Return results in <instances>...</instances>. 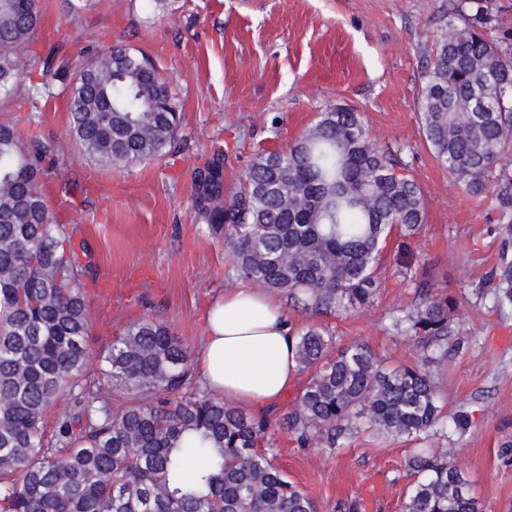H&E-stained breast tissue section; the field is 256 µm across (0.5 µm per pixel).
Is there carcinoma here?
Returning a JSON list of instances; mask_svg holds the SVG:
<instances>
[{
  "mask_svg": "<svg viewBox=\"0 0 512 512\" xmlns=\"http://www.w3.org/2000/svg\"><path fill=\"white\" fill-rule=\"evenodd\" d=\"M468 10L448 22L453 37L437 38L418 112L436 160L468 195L491 194L512 240V42L494 35L485 0ZM43 16L41 0H0V95L49 100L59 84L83 157L115 171L162 157L181 113L150 56L120 44L75 54L40 46ZM29 54L40 70H24ZM55 155L52 143L0 123V512H318L274 464L270 429L334 451L362 432L411 441L438 425L428 365L460 349L458 302L436 292L426 263L393 321L414 340L416 363L391 365L358 341L337 350L326 327L296 330L299 370L311 376L275 419L196 385L188 343L160 319L117 333L90 371L91 254L48 204ZM225 157L219 148L192 170L197 219L224 240L237 279L293 309L366 306L391 236L411 240L426 223L419 185L351 108L328 107L284 149L256 155L229 195ZM488 283L494 307H512L508 250ZM114 395L124 405L112 406ZM62 401L49 433L45 418ZM407 466L416 482L402 512H482L443 449L416 448Z\"/></svg>",
  "mask_w": 512,
  "mask_h": 512,
  "instance_id": "carcinoma-1",
  "label": "carcinoma"
}]
</instances>
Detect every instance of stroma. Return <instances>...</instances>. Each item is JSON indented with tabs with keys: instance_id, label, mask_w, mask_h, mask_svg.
Here are the masks:
<instances>
[{
	"instance_id": "stroma-1",
	"label": "stroma",
	"mask_w": 512,
	"mask_h": 512,
	"mask_svg": "<svg viewBox=\"0 0 512 512\" xmlns=\"http://www.w3.org/2000/svg\"><path fill=\"white\" fill-rule=\"evenodd\" d=\"M43 3L42 37L74 50L120 42L147 52L183 113L179 147L118 172L81 157L65 97L19 110L0 105V123L55 144L51 205L60 204L61 182L74 185L69 216L92 248L96 278L88 288L91 352L149 317L198 349L212 300L236 282L223 240L194 214L192 169L215 146L227 147L224 185L233 188L256 154L280 149L327 107H352L424 194L427 222L412 243L414 265L430 262L437 290L460 303L461 349L430 369L446 422L425 444L447 449L462 466L484 512H512V311L472 293L499 262L500 214L494 200L470 197L437 162L417 110L436 37L461 0H176L164 15L148 0H100L79 16L64 0ZM401 265L387 261L379 292L362 309L319 318L292 310L288 319L298 330L329 327L337 346L358 340L391 363L414 362L412 341L393 326L414 294ZM462 412L470 426L461 433L451 419ZM272 438L276 465L321 512H346L354 501L363 512H402L414 483L410 442L361 434L331 453L297 447L281 431Z\"/></svg>"
}]
</instances>
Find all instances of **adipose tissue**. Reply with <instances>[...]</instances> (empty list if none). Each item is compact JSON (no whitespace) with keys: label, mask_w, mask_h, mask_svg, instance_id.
Listing matches in <instances>:
<instances>
[{"label":"adipose tissue","mask_w":512,"mask_h":512,"mask_svg":"<svg viewBox=\"0 0 512 512\" xmlns=\"http://www.w3.org/2000/svg\"><path fill=\"white\" fill-rule=\"evenodd\" d=\"M295 346L278 297L256 285L228 290L207 311L197 371L212 393L263 413L298 383Z\"/></svg>","instance_id":"obj_1"}]
</instances>
